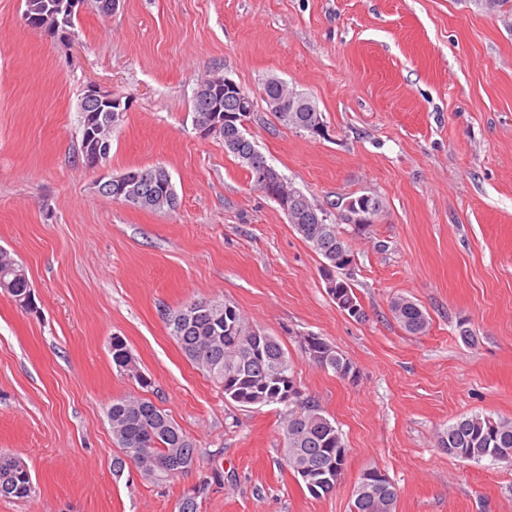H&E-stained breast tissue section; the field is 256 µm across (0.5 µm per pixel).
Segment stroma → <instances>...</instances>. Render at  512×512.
<instances>
[{"mask_svg": "<svg viewBox=\"0 0 512 512\" xmlns=\"http://www.w3.org/2000/svg\"><path fill=\"white\" fill-rule=\"evenodd\" d=\"M25 9L0 0V248L39 312L0 292V451L40 492L0 512H178L203 480L197 512H351L372 467L399 487L397 512H512V464L437 444L461 417L512 419V0H120L109 16L86 5L66 39ZM212 74L255 97L247 134L312 203L384 200L369 234L342 227L363 319L339 310L319 255L222 139L195 130L193 90ZM272 76L316 104L325 136L268 111ZM92 83L129 102L102 172L79 152ZM153 165L175 211L98 191L102 173ZM397 295L427 311L425 333L393 318ZM197 300L233 303L287 351L347 448L332 493L310 496L285 467L280 405L226 400L183 355L165 314ZM308 334L356 382L302 352ZM116 336L147 386L117 371ZM129 394L191 438L194 468L161 481L115 467L106 407ZM316 338V346L323 348L322 354H324V356L318 360H313L309 356L315 363L323 368L331 369L336 374H338L339 370L343 369L345 366H352L351 362L338 354L332 345L327 343L320 336H316Z\"/></svg>", "mask_w": 512, "mask_h": 512, "instance_id": "obj_1", "label": "stroma"}]
</instances>
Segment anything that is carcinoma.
<instances>
[{
    "label": "carcinoma",
    "instance_id": "carcinoma-1",
    "mask_svg": "<svg viewBox=\"0 0 512 512\" xmlns=\"http://www.w3.org/2000/svg\"><path fill=\"white\" fill-rule=\"evenodd\" d=\"M25 16L34 20L43 30L54 28L60 16V0H25ZM284 126L304 130L312 135L325 128L322 113L311 99L302 93L291 104L273 112ZM254 142L246 137L241 148L232 149L244 165L254 188L266 192L259 180L263 156L252 159L249 155ZM371 210V223L355 225L360 233L370 232L383 211L382 200L363 194L354 198ZM341 198L324 209L308 203L307 209L288 215V223L301 239L322 257V264L332 268L337 290L354 295L352 277L348 270L355 264V255L340 231L339 224H351L353 218ZM337 210V220H332V210ZM23 266L11 254L0 252V288L11 297L25 293L30 288L29 279L18 271ZM390 310L404 330L421 334L429 326V318L415 301L397 296L390 301ZM169 335L183 354L201 370L207 372L224 388V398L245 405H268L269 392L295 380L292 364L286 351L273 336L250 324L235 305L207 300L194 301L165 313ZM316 346L322 348V357L316 363L337 373L351 362L343 358L332 345L317 338ZM112 361L115 366L141 386L148 381L137 367L135 358L126 342L112 337ZM121 457L120 467L129 460L139 461L144 455L167 458L175 451L197 457V449L182 428L157 407L153 401L135 395L112 400L106 410ZM280 429L284 446L283 460L289 471L306 484L312 479L310 471L324 461L336 459V425L327 418L319 404L305 394L299 403L284 406L280 413ZM438 446L448 455L469 461L491 457L496 461L512 462V420H494L473 414L448 425L438 435ZM385 490L363 495L354 489L353 506L356 512H396L399 489L389 479L383 480ZM206 482L185 494L178 512H196V499L205 490ZM37 483L24 463L9 454H0V496L15 500H28L36 496Z\"/></svg>",
    "mask_w": 512,
    "mask_h": 512
}]
</instances>
